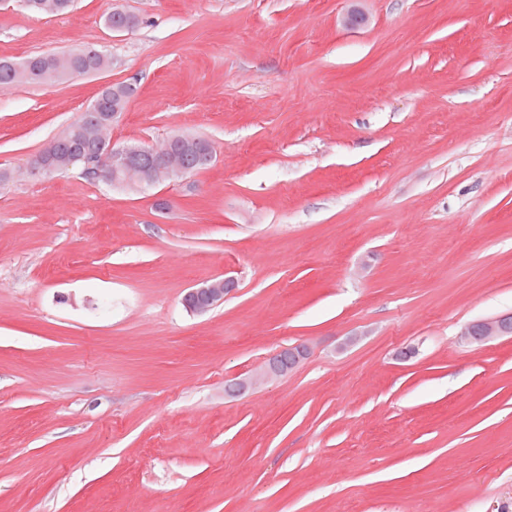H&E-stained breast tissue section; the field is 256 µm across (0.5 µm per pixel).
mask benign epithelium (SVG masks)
Returning <instances> with one entry per match:
<instances>
[{
	"label": "benign epithelium",
	"mask_w": 512,
	"mask_h": 512,
	"mask_svg": "<svg viewBox=\"0 0 512 512\" xmlns=\"http://www.w3.org/2000/svg\"><path fill=\"white\" fill-rule=\"evenodd\" d=\"M176 138H171L161 147L144 148L114 141L71 157V164L81 167L84 176L94 182H123L137 188L157 187L163 181H175L197 172L200 165L212 162L214 153L208 146L192 163L184 161L174 150ZM56 169L35 156L27 169L30 176H50ZM236 281L232 277L209 280L188 291L183 299L185 307L196 314L207 313L224 303L226 295L234 291ZM512 335V314L484 318L467 324L461 331L468 344L484 345L501 336ZM306 355L302 345L285 348L265 361L262 368L245 381L228 386V390L242 391L260 385L274 377H280L292 370Z\"/></svg>",
	"instance_id": "7a95c632"
}]
</instances>
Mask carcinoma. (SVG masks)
<instances>
[{
    "label": "carcinoma",
    "mask_w": 512,
    "mask_h": 512,
    "mask_svg": "<svg viewBox=\"0 0 512 512\" xmlns=\"http://www.w3.org/2000/svg\"><path fill=\"white\" fill-rule=\"evenodd\" d=\"M22 7L35 15L60 16L69 13L74 0H21ZM104 26L112 29L126 26L134 29L141 20L134 14L114 8L104 15ZM112 67V57L104 51L90 53L88 48H76L53 55H35L21 61L0 59V86L19 83H45L56 78L77 73L92 75ZM135 88L131 84H110L103 89L99 100V115L89 120L81 114L77 120L65 128L57 137L44 146L45 155L62 163L73 153L86 151L112 139V113L125 110Z\"/></svg>",
    "instance_id": "cac0c4a2"
}]
</instances>
